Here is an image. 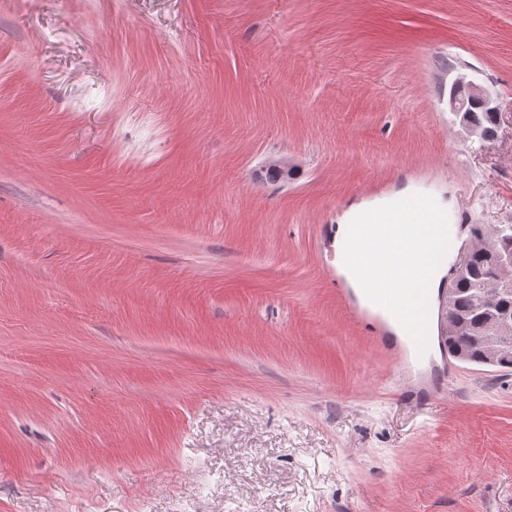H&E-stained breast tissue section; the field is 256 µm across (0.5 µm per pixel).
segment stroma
Instances as JSON below:
<instances>
[{
    "label": "stroma",
    "mask_w": 512,
    "mask_h": 512,
    "mask_svg": "<svg viewBox=\"0 0 512 512\" xmlns=\"http://www.w3.org/2000/svg\"><path fill=\"white\" fill-rule=\"evenodd\" d=\"M409 186L512 224V0H0V512H512V374L330 283ZM484 105L491 112H497L494 99L489 91L482 85L466 80L464 76H459L452 83L448 93V105L451 112L459 115L460 123L463 127L471 126L479 129H495L494 116L490 112H466L468 101ZM440 315L441 302L438 296L429 292V348L423 357L417 355L416 347L413 340L408 336H404L405 342H401L398 336H393L385 321L381 317H376L372 324V334L375 336L377 342L383 345L387 350L393 352L405 351L407 355L412 354L416 359H423L428 354L436 336L439 338L440 331Z\"/></svg>",
    "instance_id": "obj_1"
}]
</instances>
